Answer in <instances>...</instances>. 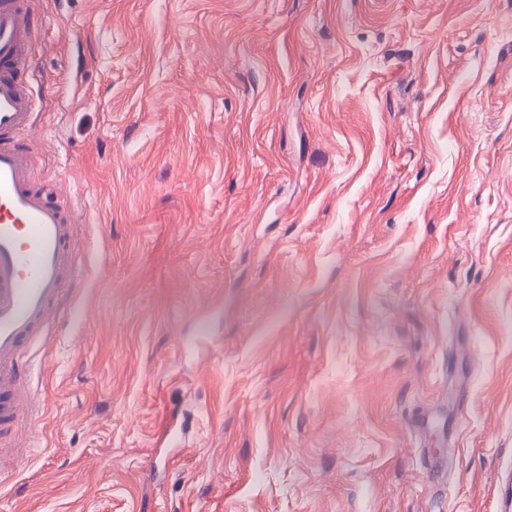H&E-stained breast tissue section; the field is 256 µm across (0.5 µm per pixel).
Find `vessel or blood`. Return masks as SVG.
Segmentation results:
<instances>
[{
  "label": "vessel or blood",
  "instance_id": "1",
  "mask_svg": "<svg viewBox=\"0 0 512 512\" xmlns=\"http://www.w3.org/2000/svg\"><path fill=\"white\" fill-rule=\"evenodd\" d=\"M33 0H0V434L19 431L17 401L32 345L58 313L81 320L83 304L63 305L81 275L75 248L76 208L61 190L33 178L35 152L17 136L33 124L22 79L31 61Z\"/></svg>",
  "mask_w": 512,
  "mask_h": 512
}]
</instances>
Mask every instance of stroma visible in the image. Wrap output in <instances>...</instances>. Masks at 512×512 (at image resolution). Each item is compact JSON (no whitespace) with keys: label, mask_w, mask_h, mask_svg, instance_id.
<instances>
[{"label":"stroma","mask_w":512,"mask_h":512,"mask_svg":"<svg viewBox=\"0 0 512 512\" xmlns=\"http://www.w3.org/2000/svg\"><path fill=\"white\" fill-rule=\"evenodd\" d=\"M34 11L21 137L77 208L86 316L29 367L0 512H495L512 0Z\"/></svg>","instance_id":"35a3bbf8"}]
</instances>
